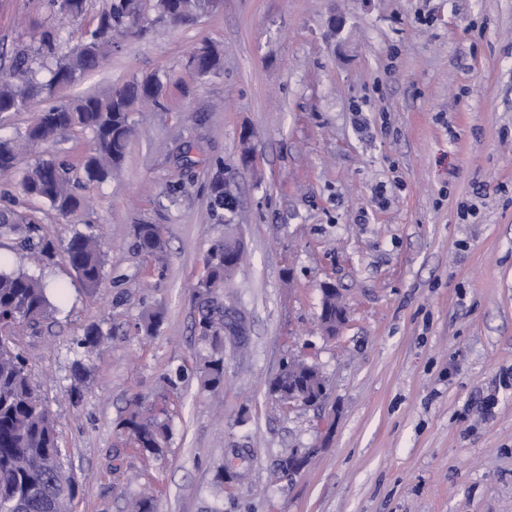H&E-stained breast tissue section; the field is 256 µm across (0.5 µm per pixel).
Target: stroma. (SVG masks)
I'll list each match as a JSON object with an SVG mask.
<instances>
[{"instance_id": "obj_1", "label": "stroma", "mask_w": 512, "mask_h": 512, "mask_svg": "<svg viewBox=\"0 0 512 512\" xmlns=\"http://www.w3.org/2000/svg\"><path fill=\"white\" fill-rule=\"evenodd\" d=\"M44 3L0 0L1 54L50 29L68 53L105 0L61 24ZM206 45L222 66L201 79L186 59ZM151 74L161 104L133 113L120 171L84 189V210L22 193L34 153L0 178V208L35 215L55 248L76 231L104 244L91 296L62 257L0 237L6 269L64 291L52 320L9 336L55 418L73 512H128L146 492L154 512H512V0H224L127 37L55 100ZM217 181L230 207L214 208ZM140 224L158 227L163 263ZM229 224L248 340L206 389L193 285ZM325 282L347 309L334 338L319 329ZM149 308L164 320L145 337ZM93 324L109 339L78 385L74 341ZM292 356L320 369L324 402L270 396ZM137 397L170 425L153 457L121 428ZM235 448L248 474L217 486ZM297 448L316 454L285 475ZM141 250L153 256L158 262L165 252V242L153 224H140L136 230Z\"/></svg>"}]
</instances>
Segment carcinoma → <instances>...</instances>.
Here are the masks:
<instances>
[{
  "label": "carcinoma",
  "mask_w": 512,
  "mask_h": 512,
  "mask_svg": "<svg viewBox=\"0 0 512 512\" xmlns=\"http://www.w3.org/2000/svg\"><path fill=\"white\" fill-rule=\"evenodd\" d=\"M85 0H46L49 13L76 18L84 11ZM215 10L212 0H109L84 42L67 55H54L56 33L45 31L40 48L54 60L49 79L38 81L31 67L32 57L24 51L16 53L13 64L0 67V112H18L34 96L55 97V90L75 83L83 75L100 67L117 47V37L141 30L143 22L153 16L159 21L192 17ZM189 60L197 62L196 75L221 68L217 50L204 46ZM164 83L154 74L101 92L77 96L64 108L52 105L38 113L25 134V144L35 147L53 141L60 133L89 130L93 147L74 168L53 157L42 158L23 174L20 185L24 195L43 201L60 215L79 209V190L86 183H103L112 178L125 158L132 134L130 112L136 106L159 104ZM19 146L11 139L0 138V175L15 168ZM141 250L160 261L165 242L152 224H141L136 230ZM21 235L25 248L53 258L50 245L37 240L34 222L11 208L0 209V236ZM238 254L232 243H215L205 261V274L194 286V297L200 306L198 337L206 346V354L198 368L199 381L208 389L224 383V342L240 341L245 333L246 317L234 303L224 298L230 278L224 276V253ZM64 259L84 288L96 293L104 276L105 253L92 233L74 232L63 249ZM56 311L46 287L39 280L20 271L0 270V325L7 328L19 321L38 323ZM321 326L325 333L335 331L336 301L321 304ZM163 313L153 310L141 316L139 329L146 336L157 333ZM105 334L93 325L75 341L84 355L97 349ZM309 379L306 363L294 358L283 362L270 383L274 395L304 387ZM137 447L150 455L162 451L169 437V424L140 410L132 411L124 420ZM75 496L74 481L63 471L55 422L44 405L33 381L26 357L13 351L0 340V509L18 504V512H70Z\"/></svg>",
  "instance_id": "obj_1"
}]
</instances>
